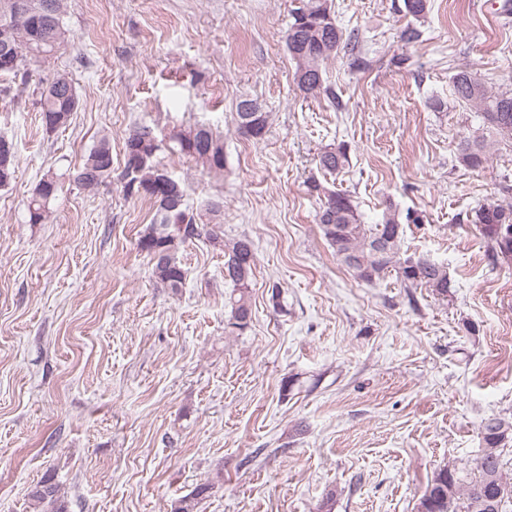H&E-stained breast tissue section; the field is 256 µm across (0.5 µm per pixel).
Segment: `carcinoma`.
I'll return each mask as SVG.
<instances>
[{
  "label": "carcinoma",
  "instance_id": "1",
  "mask_svg": "<svg viewBox=\"0 0 512 512\" xmlns=\"http://www.w3.org/2000/svg\"><path fill=\"white\" fill-rule=\"evenodd\" d=\"M54 1L58 11L50 15L46 5ZM305 8L291 11L285 35L288 54L295 63L297 87L307 96L328 91L325 87L324 64L337 54L343 42L352 48L358 40L344 37L334 18L333 0H302ZM66 0H0V76L16 75L31 65L46 62L67 47L71 39L64 16ZM456 99L474 102L482 109L488 128L501 139L512 141V95H490L480 77L463 70L453 78ZM77 94L66 95L52 82L40 94L38 102L42 123L47 131L66 125L77 111ZM239 130L255 139L265 134L268 113L237 112ZM172 150L193 158L208 173L224 171L223 136L207 125L196 124L174 131L169 136ZM160 141L147 127H137L125 140L124 176L135 172L134 178L145 186L141 196L153 202L155 213L140 234L138 246L150 258L152 275L168 288L182 287L185 270L179 258L181 248L193 239L206 236L222 243L224 279L233 284L230 295L231 322L238 330L247 327L250 316V295L255 258L246 236L219 239L217 225L202 222L201 215L189 208L180 181L169 175L157 162ZM459 159L470 168H479L487 160L484 142L463 138ZM322 169L334 174L348 165L344 146L329 147L318 156ZM17 155L0 157V187L8 185L17 168ZM112 174V149L102 139L85 157L73 175L74 182L93 189ZM61 176L47 172L40 179L28 202V223L43 224L50 219L49 204L61 188ZM318 193L317 214L324 236L334 249L336 258L355 276L372 282L395 271L406 288L424 287L440 299L448 297L450 280L445 266L426 257L403 256V229L392 206H386L380 224H363L352 200L345 193L327 190L319 183L310 184ZM475 223L492 242L494 256L512 257V205L484 206L476 211ZM483 448L477 460L476 474L470 480L459 475L448 464L428 482L420 498L418 512H506L512 500V475L504 470L501 456L512 440V421L501 417L482 421ZM213 484L196 487L193 494L179 501L174 512H194L198 499L210 493ZM32 499L47 507L46 512H67L55 484L46 480L32 491Z\"/></svg>",
  "mask_w": 512,
  "mask_h": 512
}]
</instances>
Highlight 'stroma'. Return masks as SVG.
Here are the masks:
<instances>
[{
  "label": "stroma",
  "mask_w": 512,
  "mask_h": 512,
  "mask_svg": "<svg viewBox=\"0 0 512 512\" xmlns=\"http://www.w3.org/2000/svg\"><path fill=\"white\" fill-rule=\"evenodd\" d=\"M334 0L357 33L326 67V96L294 80L285 44L293 0H67L68 47L0 78V137L18 170L0 187V512H40L31 492L58 486L68 512H172L197 485L196 512H417L444 465L471 472L482 420L512 418V259L489 258L475 222L512 203V147L484 167L458 156L485 137L452 79L476 73L512 95V17L503 0ZM422 36L406 43L402 31ZM80 105L46 131L37 101L59 74ZM271 121L242 134L236 105ZM205 124L224 137V175L161 150L197 211L254 245L252 319L225 333L232 290L207 238L179 257V289L157 283L137 246L154 208L126 195L124 143L136 127L167 140ZM112 175L89 191L72 179L100 139ZM346 145L324 174L317 156ZM63 173L52 220L26 204L47 171ZM350 196L364 223L386 203L405 254L448 269L447 299L367 283L341 264L317 222L310 181ZM318 163L322 169L330 174L339 173L348 165L347 149L342 146L326 148L318 156Z\"/></svg>",
  "instance_id": "obj_1"
}]
</instances>
